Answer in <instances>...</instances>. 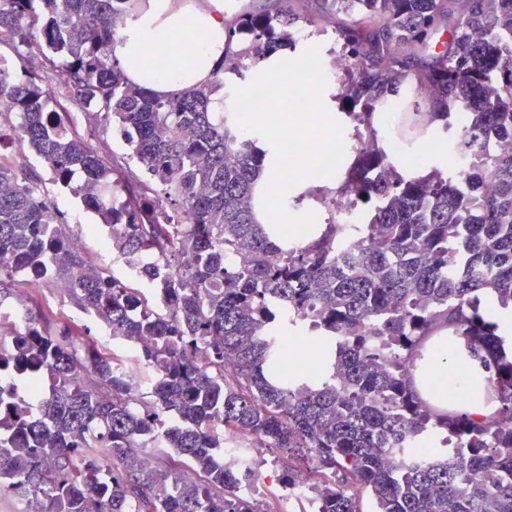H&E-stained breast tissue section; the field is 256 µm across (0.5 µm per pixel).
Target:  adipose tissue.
Here are the masks:
<instances>
[{"instance_id": "1", "label": "adipose tissue", "mask_w": 512, "mask_h": 512, "mask_svg": "<svg viewBox=\"0 0 512 512\" xmlns=\"http://www.w3.org/2000/svg\"><path fill=\"white\" fill-rule=\"evenodd\" d=\"M225 27L224 0H147L116 31L110 55L129 82L167 97L213 81Z\"/></svg>"}]
</instances>
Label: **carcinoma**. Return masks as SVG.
<instances>
[{
  "mask_svg": "<svg viewBox=\"0 0 512 512\" xmlns=\"http://www.w3.org/2000/svg\"><path fill=\"white\" fill-rule=\"evenodd\" d=\"M236 18L215 81L171 97L130 84L111 60L135 0H0V34L21 61L0 69V138L23 137L49 174L0 162V288L64 281L114 339L138 345L152 383L136 393L113 357L27 312L0 336L18 395L0 400V493L41 512H271L239 494L252 473L224 460V435L263 438L295 460L283 483L320 496L319 512H512V337L478 293L512 306V0H316L352 58L338 98L367 126L377 106L420 96L444 131L468 112L467 169L400 172L384 149L357 152L341 195L372 205L369 224H319L288 245L259 216L275 157L211 111L239 78L297 46L291 0ZM88 117L82 135L71 110ZM118 125L138 170L100 154L96 126ZM81 198L149 300L72 246L46 182ZM493 189L484 193L486 182ZM462 259L448 268V251ZM438 331L493 395L451 403L414 368ZM312 372L285 365L295 342ZM453 440L451 458L397 469L390 450Z\"/></svg>",
  "mask_w": 512,
  "mask_h": 512,
  "instance_id": "obj_1",
  "label": "carcinoma"
}]
</instances>
